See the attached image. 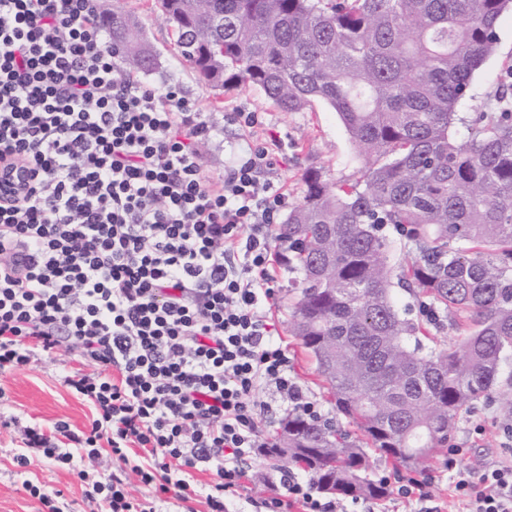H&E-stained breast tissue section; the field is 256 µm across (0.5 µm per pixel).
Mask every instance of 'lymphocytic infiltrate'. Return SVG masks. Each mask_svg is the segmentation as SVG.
Returning a JSON list of instances; mask_svg holds the SVG:
<instances>
[{"label":"lymphocytic infiltrate","mask_w":512,"mask_h":512,"mask_svg":"<svg viewBox=\"0 0 512 512\" xmlns=\"http://www.w3.org/2000/svg\"><path fill=\"white\" fill-rule=\"evenodd\" d=\"M256 131L220 180L202 172L212 127L177 86L134 80L106 41L97 0H0V160L25 190L0 201V371L35 355H76L64 385L86 428L27 427L25 449L77 470L96 512H158L215 479L206 512H225L262 443V393L321 414L268 313L288 259L271 228L286 196L269 177L283 145ZM108 453L112 468L77 469ZM448 451L453 512H512V459L474 470ZM151 492L132 498L125 472ZM262 512H338L314 483L282 472Z\"/></svg>","instance_id":"1"}]
</instances>
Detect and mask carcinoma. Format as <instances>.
Returning <instances> with one entry per match:
<instances>
[{
  "mask_svg": "<svg viewBox=\"0 0 512 512\" xmlns=\"http://www.w3.org/2000/svg\"><path fill=\"white\" fill-rule=\"evenodd\" d=\"M179 58L211 84L247 85L277 108L321 101L365 157L353 182L304 177L276 228L293 257L291 326L334 415L289 412L268 452L323 493L381 500L370 454L423 469L512 361V78L499 107L460 116L497 48L512 0H162ZM112 49L157 66L129 15ZM461 125V139L450 128ZM399 287L429 311L464 314L461 350L428 347Z\"/></svg>",
  "mask_w": 512,
  "mask_h": 512,
  "instance_id": "cac0c4a2",
  "label": "carcinoma"
}]
</instances>
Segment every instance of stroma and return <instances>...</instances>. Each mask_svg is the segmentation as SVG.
Here are the masks:
<instances>
[{"instance_id":"35a3bbf8","label":"stroma","mask_w":512,"mask_h":512,"mask_svg":"<svg viewBox=\"0 0 512 512\" xmlns=\"http://www.w3.org/2000/svg\"><path fill=\"white\" fill-rule=\"evenodd\" d=\"M115 8L139 18L147 40L157 53V69L140 73V80L160 90L167 84H177L182 96L216 129V136L199 146L200 164L206 177H223L225 146L241 143L247 135L246 129L225 119L226 113L239 108L263 113L268 128L287 142L288 154L278 163L272 176L284 184L289 203L301 199L303 174L307 169L323 170L337 181L349 182L356 177L363 158L354 148L337 114L326 104L316 101L300 111L286 112L266 102L251 87L240 85L225 90L213 87L189 65L178 60L174 27L159 0H99L100 12ZM497 32V50L475 74L474 97L461 108V116H470L476 109L493 104L499 77L512 71L511 12L500 16ZM295 297L289 274H282L275 287L271 313L288 345L292 374L312 400L318 401L322 398V390L315 366L289 331L287 305ZM76 364L72 354L53 360L41 356L23 369L0 373V512H38V502L31 499L23 487L28 480L40 483L50 491H63L67 512H91L85 487L76 472L60 468L40 456L34 457L24 470L16 468L13 461L14 455L21 450L23 426L38 424L48 428L60 420L78 428L88 424V406L62 382L65 369ZM510 425L512 414L501 408L498 393L481 401L459 419L449 442L450 447L460 451L458 464L478 468L500 460L503 430ZM287 464L284 458L259 456L244 488L228 502L229 512H257L255 500L265 495L276 467Z\"/></svg>"}]
</instances>
